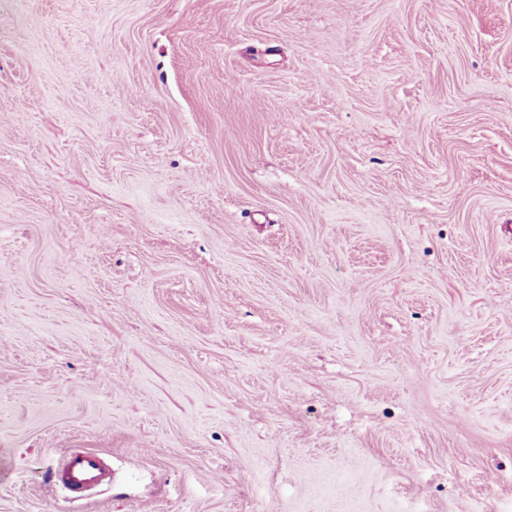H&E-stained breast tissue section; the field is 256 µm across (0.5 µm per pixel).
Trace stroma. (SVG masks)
<instances>
[{
  "instance_id": "stroma-1",
  "label": "stroma",
  "mask_w": 512,
  "mask_h": 512,
  "mask_svg": "<svg viewBox=\"0 0 512 512\" xmlns=\"http://www.w3.org/2000/svg\"><path fill=\"white\" fill-rule=\"evenodd\" d=\"M0 467L512 512V0H0ZM54 484L59 485L71 501L83 498L88 491L106 484L111 471L97 453L65 454L53 471Z\"/></svg>"
}]
</instances>
